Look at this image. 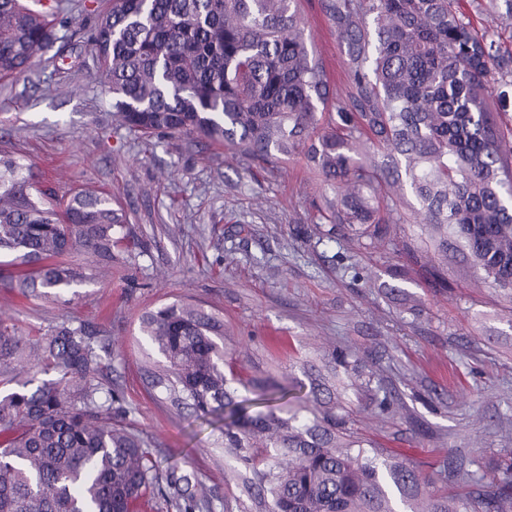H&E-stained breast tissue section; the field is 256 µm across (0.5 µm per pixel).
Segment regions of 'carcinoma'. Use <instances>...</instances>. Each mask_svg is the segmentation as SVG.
<instances>
[{
	"label": "carcinoma",
	"instance_id": "cac0c4a2",
	"mask_svg": "<svg viewBox=\"0 0 512 512\" xmlns=\"http://www.w3.org/2000/svg\"><path fill=\"white\" fill-rule=\"evenodd\" d=\"M457 3L321 0L350 69L349 91L333 95L300 0H105L90 33L95 78L112 93L115 128L142 138L196 135L273 168L307 152L336 200L300 236L403 253L436 281L452 249L479 282L511 289L512 150L488 82L512 71V53ZM57 10L0 0V79L26 76L56 43ZM406 208L415 245L398 232ZM127 223L105 189H40L32 165L0 149V254L31 267L10 282L17 293L58 297L85 282L65 261L76 250L108 272ZM141 332L160 356L147 369L152 399L224 415L248 512H396L395 491L411 512H512V460L487 480L450 457L467 491L420 496L417 467L352 427L336 375L307 374L304 395L291 379L243 378L238 358L224 357V318L200 304L149 310ZM42 370L56 380L28 390ZM8 382L18 390L0 394V512H137L157 493L174 512H213L195 476L177 465L161 474L160 449L124 424L84 327L62 323L28 347L0 318ZM241 387L256 398L239 399Z\"/></svg>",
	"mask_w": 512,
	"mask_h": 512
}]
</instances>
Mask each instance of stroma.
Returning <instances> with one entry per match:
<instances>
[{"mask_svg":"<svg viewBox=\"0 0 512 512\" xmlns=\"http://www.w3.org/2000/svg\"><path fill=\"white\" fill-rule=\"evenodd\" d=\"M63 4L56 32L79 64L55 69L51 50H42L26 78L0 81V149L21 153L42 184L110 190L131 218L118 249L137 261L115 262L111 274L69 289L61 302L8 289L16 267L0 256V312L24 342L64 322L88 325L128 421L160 450L159 470L196 472L217 505L239 495L215 446L222 419L164 412L145 388L143 367L157 352L140 331L141 316L176 300L223 316L224 346L253 376L301 381L302 362L326 361V340L353 350L373 370V390L399 404L383 419L368 397L348 392L356 428L434 486L461 488L447 457L488 475L512 455V430L504 428L512 421V290L475 286L458 257L449 258L443 287L406 257L364 251L357 262L372 278L354 279L339 261L352 253L349 243L292 232L335 195L305 156L272 174L201 138L145 140L113 129L112 96L83 66L92 46L80 31L97 0ZM301 10L331 88L347 91L346 58L320 0H302ZM403 264L405 279L393 281L390 267Z\"/></svg>","mask_w":512,"mask_h":512,"instance_id":"1","label":"stroma"}]
</instances>
